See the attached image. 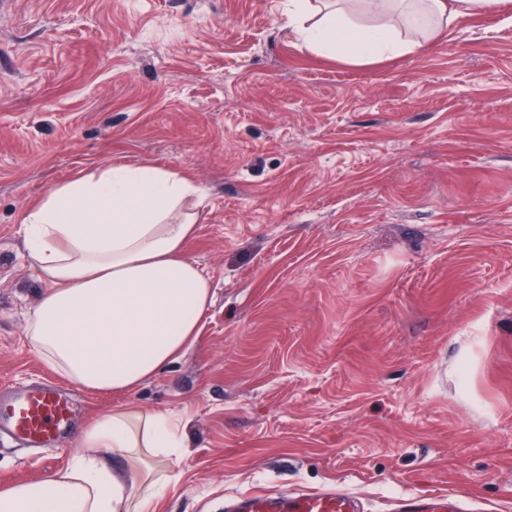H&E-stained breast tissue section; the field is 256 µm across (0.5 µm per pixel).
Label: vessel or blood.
Returning <instances> with one entry per match:
<instances>
[{"instance_id":"b4317fda","label":"vessel or blood","mask_w":512,"mask_h":512,"mask_svg":"<svg viewBox=\"0 0 512 512\" xmlns=\"http://www.w3.org/2000/svg\"><path fill=\"white\" fill-rule=\"evenodd\" d=\"M5 425L21 438L38 444L57 440L70 425V403L50 385L7 399ZM226 512H364L360 499L338 488L318 491H268L236 497ZM392 512H471L453 493L409 494L397 498Z\"/></svg>"}]
</instances>
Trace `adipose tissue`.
Segmentation results:
<instances>
[{"label":"adipose tissue","instance_id":"ef3b65f1","mask_svg":"<svg viewBox=\"0 0 512 512\" xmlns=\"http://www.w3.org/2000/svg\"><path fill=\"white\" fill-rule=\"evenodd\" d=\"M512 0H289L288 22L317 50L361 66L445 39L466 18ZM198 192L182 172L107 166L52 188L21 215L47 289L30 315L31 348L93 390L124 392L173 364L199 334L209 278L185 253L197 234L185 206ZM67 469L0 489V512H151L161 485L137 474L139 450L169 457L184 438L168 416L120 406L84 428ZM128 460L113 470L112 453Z\"/></svg>","mask_w":512,"mask_h":512}]
</instances>
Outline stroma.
<instances>
[{
    "instance_id": "stroma-1",
    "label": "stroma",
    "mask_w": 512,
    "mask_h": 512,
    "mask_svg": "<svg viewBox=\"0 0 512 512\" xmlns=\"http://www.w3.org/2000/svg\"><path fill=\"white\" fill-rule=\"evenodd\" d=\"M186 172L213 301L137 389L73 384L28 344L47 288L19 214L107 164ZM47 382L72 433L0 438V486L67 467L86 424L179 420L156 512L337 487L367 512L458 493L512 512V24L352 66L287 0H0V389Z\"/></svg>"
}]
</instances>
